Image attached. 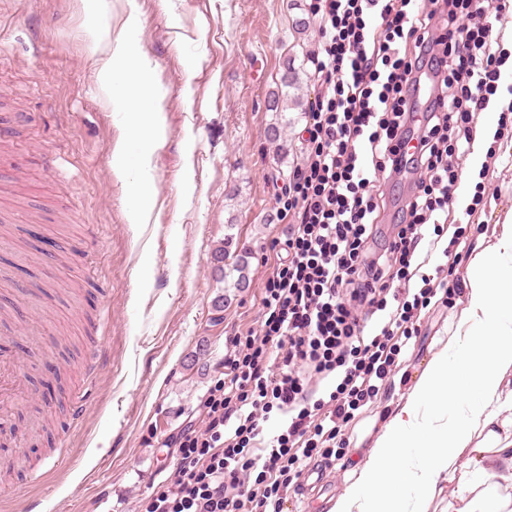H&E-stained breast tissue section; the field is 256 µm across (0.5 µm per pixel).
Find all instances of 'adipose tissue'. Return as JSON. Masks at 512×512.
<instances>
[{
    "label": "adipose tissue",
    "mask_w": 512,
    "mask_h": 512,
    "mask_svg": "<svg viewBox=\"0 0 512 512\" xmlns=\"http://www.w3.org/2000/svg\"><path fill=\"white\" fill-rule=\"evenodd\" d=\"M112 100L124 114L121 167H148L163 145L160 89L127 38L112 48ZM472 262L453 353L433 356L332 512H426L456 482L442 512H512V209ZM479 400H472L468 386ZM404 486L414 495L401 494Z\"/></svg>",
    "instance_id": "obj_1"
}]
</instances>
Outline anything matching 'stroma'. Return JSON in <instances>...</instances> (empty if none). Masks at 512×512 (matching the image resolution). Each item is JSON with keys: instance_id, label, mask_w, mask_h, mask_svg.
<instances>
[{"instance_id": "35a3bbf8", "label": "stroma", "mask_w": 512, "mask_h": 512, "mask_svg": "<svg viewBox=\"0 0 512 512\" xmlns=\"http://www.w3.org/2000/svg\"><path fill=\"white\" fill-rule=\"evenodd\" d=\"M133 10L141 24L130 30ZM308 15V0H0V222L10 227L0 235V348L39 351L28 396L0 407V457L26 460L0 469V512H141L160 467L178 457L165 439L198 421L222 377L226 338L258 329L284 228L277 197L315 92L306 79L301 106L274 113L267 101L286 63L305 67L317 44L316 26L295 29ZM105 30L127 32L165 96L146 223L129 193L139 171L113 164L122 115L103 76ZM481 183L475 212L452 213L472 244L492 241L512 209V166ZM222 246L247 255L248 288L219 281ZM466 304L459 288L431 306L400 366L343 429L341 459L319 487L290 489L288 512H329ZM73 348L101 350L93 385Z\"/></svg>"}]
</instances>
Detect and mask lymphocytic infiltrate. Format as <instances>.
Wrapping results in <instances>:
<instances>
[{"label":"lymphocytic infiltrate","mask_w":512,"mask_h":512,"mask_svg":"<svg viewBox=\"0 0 512 512\" xmlns=\"http://www.w3.org/2000/svg\"><path fill=\"white\" fill-rule=\"evenodd\" d=\"M316 91L301 160L282 190V253L262 291L258 332L230 337L200 427L172 442L177 464L145 512H283L301 462L336 459L339 436L379 392L465 256L426 273L458 188L459 161L499 89L498 0H310ZM409 184L405 199L389 187ZM447 237V236H446ZM380 314L375 329L367 318ZM336 385L317 396L315 383ZM284 429L265 438L272 414Z\"/></svg>","instance_id":"f902f5d3"}]
</instances>
